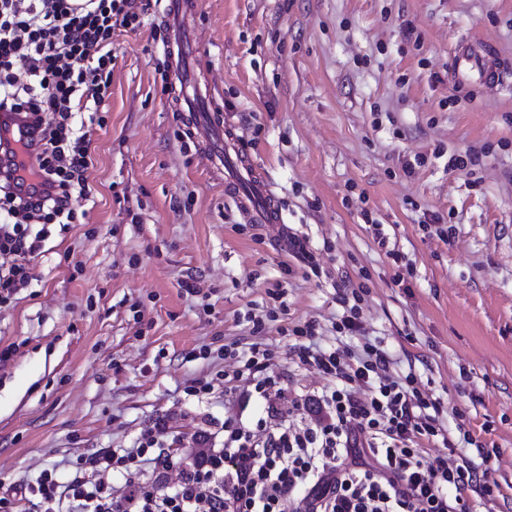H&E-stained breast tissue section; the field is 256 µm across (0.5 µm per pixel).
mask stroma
<instances>
[{
	"label": "stroma",
	"mask_w": 512,
	"mask_h": 512,
	"mask_svg": "<svg viewBox=\"0 0 512 512\" xmlns=\"http://www.w3.org/2000/svg\"><path fill=\"white\" fill-rule=\"evenodd\" d=\"M163 11L113 38L85 216L51 230L29 288L0 306V349H15L0 364V489L69 478L160 422L179 460L221 447L226 417L257 415L243 385L203 400L184 388L254 343L246 313L274 310L276 369L313 394L324 381L282 331L314 320L334 342L338 297L354 291L394 372L440 400L451 437L492 449L503 495L474 512H512V69L495 89L448 81L464 45L512 61V0H189L183 91L207 93L212 123L245 142L278 224L248 223L204 131L175 112ZM469 149L479 165L449 168ZM287 227L321 277H303Z\"/></svg>",
	"instance_id": "stroma-1"
}]
</instances>
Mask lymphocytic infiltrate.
Wrapping results in <instances>:
<instances>
[{"instance_id":"f902f5d3","label":"lymphocytic infiltrate","mask_w":512,"mask_h":512,"mask_svg":"<svg viewBox=\"0 0 512 512\" xmlns=\"http://www.w3.org/2000/svg\"><path fill=\"white\" fill-rule=\"evenodd\" d=\"M150 0H0V113L24 112L40 137L33 175L46 190L21 195L14 148L0 142V304L15 300L33 279L29 258L57 224L68 227L88 201L92 165L79 112L102 111L112 71V35L133 31ZM25 62L17 74V62ZM257 343L246 353L225 350V382L248 384L264 417L224 421V444L190 471H176L174 488L160 480L173 470L161 453V426L130 448H100L85 457L90 476L36 482L0 493V512L16 497L34 498L39 512H470L469 495L501 494L485 461L490 452L470 432L453 440L442 409L414 375L391 370L393 359L370 339L357 306L333 324L339 340L325 346L316 321L294 327L296 362L327 379L321 394L286 399L274 355L260 340L262 317L252 316ZM287 408H279V401ZM443 451L431 455L432 445ZM474 445L475 457L459 451ZM122 476L125 483L114 487Z\"/></svg>"}]
</instances>
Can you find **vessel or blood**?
Here are the masks:
<instances>
[{
  "label": "vessel or blood",
  "mask_w": 512,
  "mask_h": 512,
  "mask_svg": "<svg viewBox=\"0 0 512 512\" xmlns=\"http://www.w3.org/2000/svg\"><path fill=\"white\" fill-rule=\"evenodd\" d=\"M164 22L170 33L166 48L171 62L169 81L171 85L177 86L185 82L184 61L194 49L192 30L185 21L183 0H167ZM474 73L483 78L487 77L488 65L485 56L472 49L456 52L452 66L454 82H463ZM209 135L212 154L227 171L224 185L232 192L237 206L249 222L277 223L279 214L269 182L253 167L243 152L233 155L226 152L221 128L210 127ZM0 137L20 143L14 158L18 172L23 176L20 192L25 195L40 194L43 190L40 181L28 174L36 152L33 145L36 135L28 120L19 113L1 112Z\"/></svg>",
  "instance_id": "obj_1"
}]
</instances>
